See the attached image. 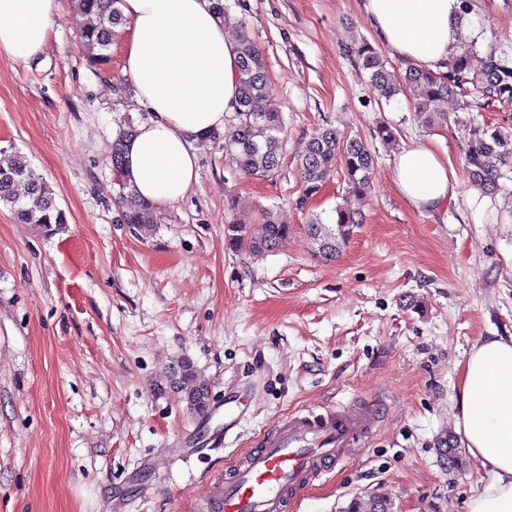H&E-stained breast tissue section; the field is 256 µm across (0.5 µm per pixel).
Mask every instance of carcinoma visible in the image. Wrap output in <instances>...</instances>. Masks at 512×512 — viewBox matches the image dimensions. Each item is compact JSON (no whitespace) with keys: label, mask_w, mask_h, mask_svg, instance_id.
Here are the masks:
<instances>
[{"label":"carcinoma","mask_w":512,"mask_h":512,"mask_svg":"<svg viewBox=\"0 0 512 512\" xmlns=\"http://www.w3.org/2000/svg\"><path fill=\"white\" fill-rule=\"evenodd\" d=\"M77 8L92 19L79 34L78 45L90 66L99 71L109 68L112 55V29L123 23L119 8L121 0H75ZM240 87L239 103L234 118L228 121L231 135L224 139V150L243 173L268 178L276 173L283 155L284 121L269 92L270 78L264 59L251 40L245 22L237 21ZM476 42L460 47L445 63L446 71L433 72L405 63L403 81L392 80L387 61L378 48L365 38L354 41L347 53L362 70L368 72L371 90L387 101L408 88L417 92L415 115L427 126L448 124V113L439 104L451 95L462 98L475 91L487 99L512 103V59L498 55L495 46H488L484 66L472 67ZM136 129L128 121L112 142V170L118 185V200L123 207V220L147 235L158 224L157 212L122 178L123 140ZM465 165L474 185L485 191L497 188L504 167L512 169V132L490 130L481 125L469 126L465 141ZM302 194L296 200L300 210L307 208L341 163L348 192L360 197L371 191L373 158L368 145L360 138L340 140L335 130L322 128L304 144L297 155ZM0 204L10 206L15 218L24 224L50 226L67 222L65 212L56 203L53 193L26 161L15 153L0 149ZM359 224L356 214L336 207L335 221L322 223L312 214L308 220L310 239L326 258H333L348 243ZM291 228L281 223L271 211H264L259 223L224 225V243L229 248L251 251H273L288 241ZM171 386L181 394L187 408L196 413L209 406L207 384L198 378L190 362L184 361L171 379ZM437 451L448 469L458 470L462 462L453 437H442ZM391 502L383 495L355 499L348 512H390Z\"/></svg>","instance_id":"carcinoma-1"}]
</instances>
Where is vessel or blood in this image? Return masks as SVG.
Masks as SVG:
<instances>
[{"mask_svg":"<svg viewBox=\"0 0 512 512\" xmlns=\"http://www.w3.org/2000/svg\"><path fill=\"white\" fill-rule=\"evenodd\" d=\"M383 413L372 400L277 421L229 474L210 479L200 512H285L290 498L357 453Z\"/></svg>","mask_w":512,"mask_h":512,"instance_id":"1","label":"vessel or blood"}]
</instances>
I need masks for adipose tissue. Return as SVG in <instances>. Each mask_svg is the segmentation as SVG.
Instances as JSON below:
<instances>
[{
    "label": "adipose tissue",
    "mask_w": 512,
    "mask_h": 512,
    "mask_svg": "<svg viewBox=\"0 0 512 512\" xmlns=\"http://www.w3.org/2000/svg\"><path fill=\"white\" fill-rule=\"evenodd\" d=\"M367 24L397 58L433 71L476 36L461 0H363ZM121 71L150 116L124 143L123 179L154 208L186 197L197 179V146L223 131L238 107L235 39L210 0H122ZM62 18L60 0H0V53L27 65L46 55ZM446 158L420 146L397 155L393 181L415 208L442 207L453 191ZM455 427L489 471L468 512H512V340L489 337L460 369Z\"/></svg>",
    "instance_id": "adipose-tissue-1"
}]
</instances>
